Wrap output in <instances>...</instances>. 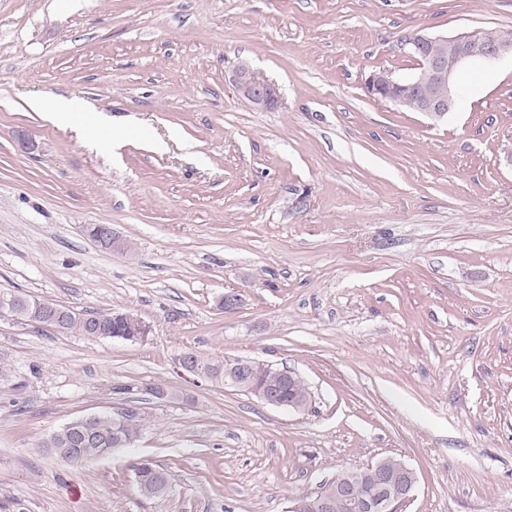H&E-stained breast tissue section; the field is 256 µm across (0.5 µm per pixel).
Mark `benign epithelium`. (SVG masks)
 I'll return each mask as SVG.
<instances>
[{
	"instance_id": "benign-epithelium-1",
	"label": "benign epithelium",
	"mask_w": 512,
	"mask_h": 512,
	"mask_svg": "<svg viewBox=\"0 0 512 512\" xmlns=\"http://www.w3.org/2000/svg\"><path fill=\"white\" fill-rule=\"evenodd\" d=\"M475 31L469 30L453 36L430 35L418 30L409 31L399 43L404 52L419 61V71L407 80V86L416 90L431 88V94L422 100L417 111L435 123L448 118L454 109L457 93V71L471 65L476 60L489 64L512 59V39L505 38L487 44L474 37ZM434 44L451 45L455 51L454 64L446 66L441 57L429 51ZM234 80L242 96L252 104L261 108H271L278 101V90L274 84L259 77L247 66L240 65L234 69ZM402 78L389 71L370 72L364 86L371 95L376 94L385 86H395ZM283 375L282 386L278 390L260 389L255 391L258 398L266 405L285 407L292 411L306 410L304 403L296 396L286 393V388L297 379L291 370H280ZM370 480V495L357 498L352 493L353 483L359 478ZM336 480V498L319 497L307 494L294 498L289 512H331L334 500L345 502L355 512H393L396 505H409L415 496L418 485L416 471L404 467L394 474L385 468V460L380 458L363 466L346 467L339 470Z\"/></svg>"
}]
</instances>
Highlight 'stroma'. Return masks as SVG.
I'll return each instance as SVG.
<instances>
[{
  "label": "stroma",
  "instance_id": "obj_1",
  "mask_svg": "<svg viewBox=\"0 0 512 512\" xmlns=\"http://www.w3.org/2000/svg\"><path fill=\"white\" fill-rule=\"evenodd\" d=\"M473 28L512 29V0H0V291L148 329L0 320V512H286L386 456L418 474L407 512H512V63L438 124L364 88L417 72L407 31ZM241 61L276 106L242 98ZM37 94L85 111L57 124ZM185 352L287 367L311 404L185 373ZM116 410L146 418L133 447L80 467L43 448ZM141 458L165 496H140Z\"/></svg>",
  "mask_w": 512,
  "mask_h": 512
}]
</instances>
